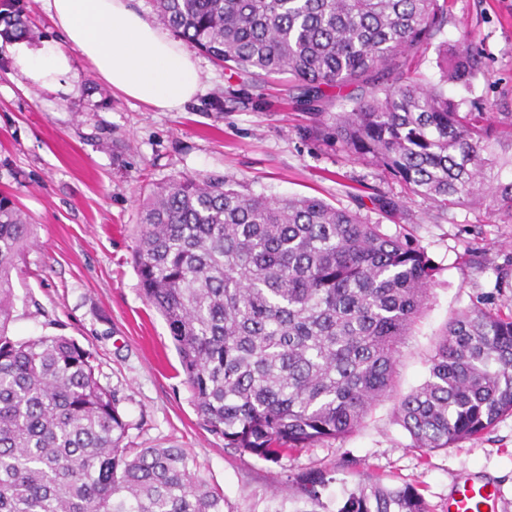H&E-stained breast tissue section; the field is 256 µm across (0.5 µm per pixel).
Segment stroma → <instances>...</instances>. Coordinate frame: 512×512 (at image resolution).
<instances>
[{
    "mask_svg": "<svg viewBox=\"0 0 512 512\" xmlns=\"http://www.w3.org/2000/svg\"><path fill=\"white\" fill-rule=\"evenodd\" d=\"M26 11V46L65 50L71 70L68 92L31 85L13 44L0 42V196L33 226L13 273L12 336L65 335L90 350L99 382L120 397L129 444L183 449L194 471L223 492L224 512H292L301 494L291 479L305 472L333 478L320 512H336L344 488L365 475L417 489L428 512H446L453 480L474 475L497 485V512H512V415L488 433L424 453L389 398L347 437L276 464L225 447L195 410L168 326L143 297L132 259L142 199L185 175L229 178L241 192L269 197L317 196L418 241L437 268L436 284L402 352L399 396L427 378L436 338L456 310L483 297L491 308H512V223L472 205L437 219L403 183L316 139L285 82H270L265 102L213 109L230 79L201 53L204 90L180 111L127 98L68 46L44 0H26ZM467 33L478 37L483 69L467 86L449 87V97L479 112H512V0H451L441 38ZM378 195L400 199L404 215L375 207Z\"/></svg>",
    "mask_w": 512,
    "mask_h": 512,
    "instance_id": "obj_1",
    "label": "stroma"
}]
</instances>
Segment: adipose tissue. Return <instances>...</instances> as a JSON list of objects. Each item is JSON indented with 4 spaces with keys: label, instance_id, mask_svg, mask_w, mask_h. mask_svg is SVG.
I'll return each mask as SVG.
<instances>
[{
    "label": "adipose tissue",
    "instance_id": "ef3b65f1",
    "mask_svg": "<svg viewBox=\"0 0 512 512\" xmlns=\"http://www.w3.org/2000/svg\"><path fill=\"white\" fill-rule=\"evenodd\" d=\"M65 40L77 48L112 88L170 112L203 89L193 55L136 10L131 0H45ZM16 64L31 82L54 87L70 70L60 50L19 52Z\"/></svg>",
    "mask_w": 512,
    "mask_h": 512
}]
</instances>
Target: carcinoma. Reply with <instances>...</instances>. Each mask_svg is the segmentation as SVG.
Instances as JSON below:
<instances>
[{
	"instance_id": "carcinoma-1",
	"label": "carcinoma",
	"mask_w": 512,
	"mask_h": 512,
	"mask_svg": "<svg viewBox=\"0 0 512 512\" xmlns=\"http://www.w3.org/2000/svg\"><path fill=\"white\" fill-rule=\"evenodd\" d=\"M160 22L252 89L288 77L318 135L369 159L440 213L484 205L512 220V112H463L448 97L482 69L465 35L425 87L401 59L448 22V0H152ZM28 27L22 0H0V39ZM385 76L321 120L326 87ZM133 254L142 293L165 319L198 415L265 462L343 438L390 397L402 349L428 307L426 251L316 196L244 194L185 176L141 205ZM0 198V512H224L180 448H130L114 390L67 336L17 341L12 272L31 242ZM413 447L430 451L512 415V314L453 313L426 380L395 406ZM320 504L326 480L295 478ZM336 512H428L411 487L366 478Z\"/></svg>"
}]
</instances>
